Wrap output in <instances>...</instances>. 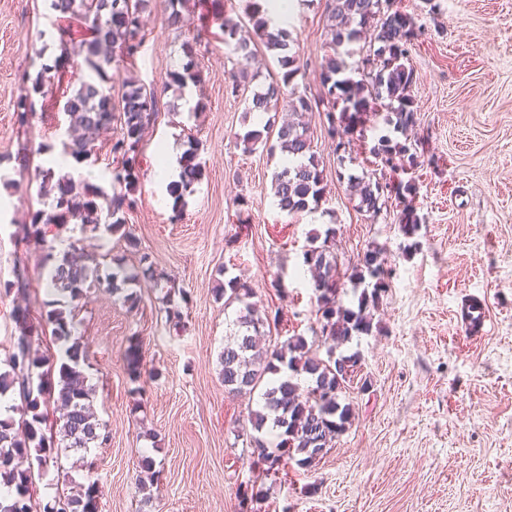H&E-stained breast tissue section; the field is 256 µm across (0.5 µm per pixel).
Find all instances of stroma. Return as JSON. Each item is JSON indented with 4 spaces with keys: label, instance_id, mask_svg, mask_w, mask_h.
<instances>
[{
    "label": "stroma",
    "instance_id": "35a3bbf8",
    "mask_svg": "<svg viewBox=\"0 0 512 512\" xmlns=\"http://www.w3.org/2000/svg\"><path fill=\"white\" fill-rule=\"evenodd\" d=\"M435 2L432 10L424 0H396L423 30L410 50L417 132L426 140L415 172L422 223L409 239L399 230L396 201L369 217L348 184L349 176L373 173L368 148L393 132L384 116L368 123L366 148L342 160L324 136L322 115H313L325 193L312 209L283 212L271 182L282 165L273 142L284 109L249 114L243 97L227 94L231 64L215 23L200 47L201 86L164 88L167 72L181 63L182 42L208 23V0H190V23L178 30L164 22L165 0H150L146 41L127 70L159 91V116L138 157L136 204L125 215L139 249L128 251L117 235L105 238L100 269L131 270L145 254L175 293L144 281L132 307L108 288L85 290L74 336L87 351L93 406L108 440L36 470L37 503L93 483L97 512H239L238 488L252 476L250 413L260 403L258 395L224 388L220 353L238 307L225 305L217 290L232 277L247 280L260 309L281 312L266 346L301 335L325 356L312 333L316 302L302 254L331 227L341 267L378 244L393 276L375 315L377 331L346 346L361 356L346 385L351 426L314 468L292 459L287 476L263 479L260 512H512V0ZM224 14L254 46L246 88L260 89L279 71L275 53L256 36L242 0H224ZM276 24L304 66L301 88L316 96L330 52L326 0H293L291 14ZM59 53L46 0H0V174L14 181L0 185V284L25 259V300L35 320L64 297L46 287L40 248L15 234L31 211L50 206L29 190L16 156L24 145L30 166L54 165L67 120L47 105L25 130L14 105L21 74ZM267 125L269 145L244 151L240 135ZM192 139L205 176L177 215L155 167L163 147L177 159ZM276 273L287 298L270 285ZM474 296L490 311L488 332L477 339L455 321ZM173 306L180 317L169 316ZM135 338L143 350L134 381L126 351ZM146 458L152 471L141 465Z\"/></svg>",
    "mask_w": 512,
    "mask_h": 512
}]
</instances>
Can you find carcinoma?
I'll use <instances>...</instances> for the list:
<instances>
[{
  "label": "carcinoma",
  "instance_id": "obj_1",
  "mask_svg": "<svg viewBox=\"0 0 512 512\" xmlns=\"http://www.w3.org/2000/svg\"><path fill=\"white\" fill-rule=\"evenodd\" d=\"M46 2L57 18L79 20L87 36L77 39L69 29H58L61 53L54 63L22 77L16 101L19 125L30 127L35 117L32 94L36 93L53 105L62 103V112L68 118L67 138L62 141L64 157L87 161L94 146L90 134L109 130L114 123L119 125V132L111 140L115 165L110 171V194L83 180L58 177L52 167L36 168L38 195L51 200V207L48 211L31 212L30 222L20 226V240L43 243L48 235L57 234L72 221L92 233L113 235L124 228V213L133 206L129 194L138 179V155L157 114L156 91L137 80L123 79L119 105L112 101V80L132 63L143 46L142 14L147 0ZM245 2L246 15L256 34L269 49L277 51L280 68L275 79L245 99L247 111L264 113L280 102L297 117L321 109L327 121L326 134L335 143L336 153L344 156L352 154L364 139L371 118L386 110L390 114L388 122L404 140L381 136L370 148L381 176L356 179L358 209L374 216L393 197L403 204L398 215L401 232L408 238L415 235L421 219L412 205V198L417 195L412 174L421 166L425 148L423 140L408 138V132L418 124L414 70L409 63V48L417 36L412 16L386 7L388 0H328L332 53L321 65L323 92L312 100L300 91L297 77L302 74V66L290 54L288 34L269 30L271 19L266 17V7L260 0ZM183 5L184 0H168L169 26L182 27ZM210 9L212 18L220 22L224 43L232 47L235 56L228 80L231 95L236 96L254 51L250 42L237 38L238 23L224 17V0H210ZM366 28L372 29L369 54L374 66L356 79L348 73L337 48L360 38ZM206 35L208 29L202 27L181 44L184 63L167 73L165 85L183 88L190 82L201 83L195 55ZM76 57L82 58V76L75 82L67 75L70 61ZM277 139L284 152L299 159L297 164L273 174L277 206L291 214L318 205L324 193L323 175L312 150L309 127L300 120H289L278 128ZM180 167L179 181L169 187L175 207L201 183L204 165L195 147L183 153ZM332 233L333 230H326L321 241L313 238L303 252V265L313 273L310 285L317 305L316 335L329 344L327 358L311 355L303 336H291L272 349L260 346L258 334L278 326L280 311L260 313L252 302L254 289L245 281L230 279L224 289L225 304L239 305L237 334L224 345L220 355L224 387L233 394L259 391L263 404L251 413L252 426L257 432L268 426L278 431L280 438L274 451L268 450L261 438H252L255 474L239 487L240 512H254L252 505L262 499L258 479L285 470L286 457L292 454L300 455L299 465L312 466L355 418L354 406L345 397V383L357 370L360 354H338L336 350L354 336L372 333L374 312L388 288L389 269L385 249L372 245L351 273L340 271L330 245ZM42 263L48 269L50 285L69 296L70 307L46 313L45 325L61 342L58 356L52 358L33 351L37 327L30 320L28 308L19 306L14 310L18 336L6 359L7 369L0 370V399L18 395L22 418L19 422L11 417L0 418V512H33L32 462L46 465L67 449L87 451L105 443V425L90 405L94 388L85 371L84 347L73 337L74 312L83 289L104 281L116 292L142 277L156 283L163 279V274L149 263L134 272L119 265L103 280L98 254L76 241L61 257L47 249ZM14 274L15 281L6 284L5 294H26L25 267L15 266ZM346 279L360 289L357 303L351 306L339 298ZM302 374L312 382L304 394L298 382ZM50 403L57 405L61 413L55 433L48 436L43 428V407ZM43 512H97L95 484L78 486L75 493L54 506H45Z\"/></svg>",
  "mask_w": 512,
  "mask_h": 512
}]
</instances>
